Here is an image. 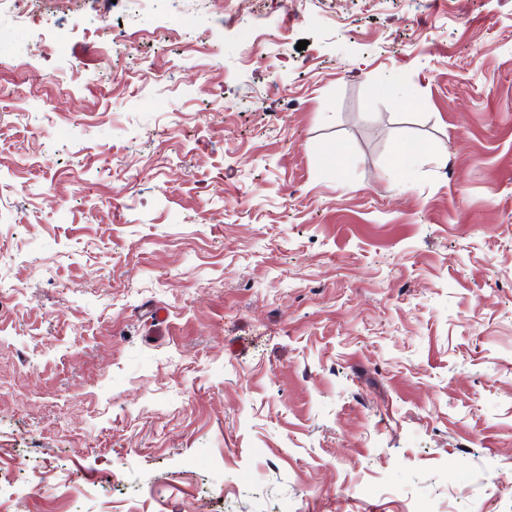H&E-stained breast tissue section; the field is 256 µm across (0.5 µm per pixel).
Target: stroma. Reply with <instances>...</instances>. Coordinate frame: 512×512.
<instances>
[{
    "mask_svg": "<svg viewBox=\"0 0 512 512\" xmlns=\"http://www.w3.org/2000/svg\"><path fill=\"white\" fill-rule=\"evenodd\" d=\"M0 29V512H512V0Z\"/></svg>",
    "mask_w": 512,
    "mask_h": 512,
    "instance_id": "35a3bbf8",
    "label": "stroma"
}]
</instances>
